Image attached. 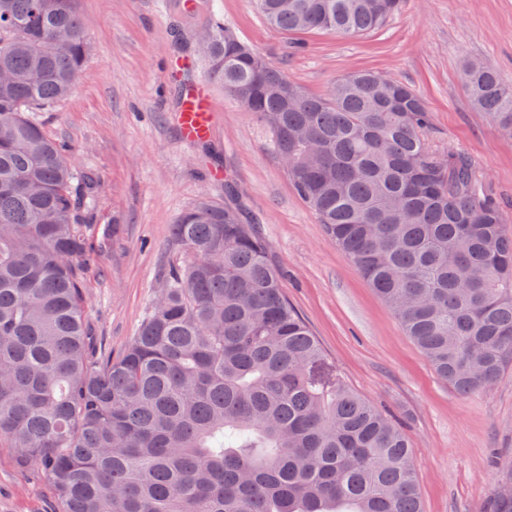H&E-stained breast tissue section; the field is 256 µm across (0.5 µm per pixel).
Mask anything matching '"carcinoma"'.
I'll use <instances>...</instances> for the list:
<instances>
[{
  "instance_id": "obj_1",
  "label": "carcinoma",
  "mask_w": 512,
  "mask_h": 512,
  "mask_svg": "<svg viewBox=\"0 0 512 512\" xmlns=\"http://www.w3.org/2000/svg\"><path fill=\"white\" fill-rule=\"evenodd\" d=\"M400 0H256L281 33L378 30ZM75 0H0V447L49 479L60 512H423L400 425L347 387L288 301L268 243L231 207L179 215L175 266L118 357L89 353L70 150L36 113L88 57ZM197 50L272 134L288 179L461 395L512 368V218L469 157L433 151L411 87L361 71L317 97L209 27ZM473 106L512 138V87L478 60ZM488 512H512L494 489Z\"/></svg>"
}]
</instances>
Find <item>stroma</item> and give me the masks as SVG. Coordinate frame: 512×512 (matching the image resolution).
I'll return each instance as SVG.
<instances>
[{"label":"stroma","mask_w":512,"mask_h":512,"mask_svg":"<svg viewBox=\"0 0 512 512\" xmlns=\"http://www.w3.org/2000/svg\"><path fill=\"white\" fill-rule=\"evenodd\" d=\"M75 6L88 22L89 60L70 96L40 119L97 185L82 267L91 349L123 352L169 265L188 260L171 235L178 216L205 197L230 204L258 225L290 303L337 377L401 421L425 512H484L495 485L512 479V372L469 396L438 377L293 190L268 129L211 78L204 58L189 77L210 86L211 133L184 141L175 118L181 78L167 66L179 42L195 34L182 0ZM212 17L310 94L325 95L336 79L361 70L410 85L432 118L430 147L475 161L488 192L512 213V139L472 107L463 76L465 62L478 59L512 85V0H402L382 29L306 34L300 49L252 0H204L198 20ZM0 512H58L48 478L13 448L0 447Z\"/></svg>","instance_id":"stroma-1"}]
</instances>
